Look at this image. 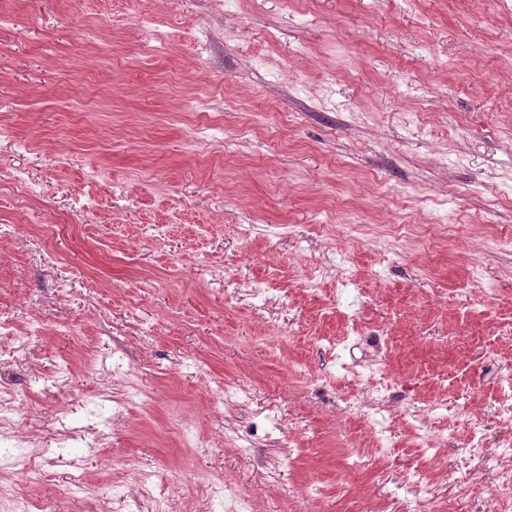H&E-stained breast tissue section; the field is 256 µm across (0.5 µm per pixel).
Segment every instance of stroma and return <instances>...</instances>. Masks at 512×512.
<instances>
[{
  "mask_svg": "<svg viewBox=\"0 0 512 512\" xmlns=\"http://www.w3.org/2000/svg\"><path fill=\"white\" fill-rule=\"evenodd\" d=\"M1 319L25 430L89 488L0 468L32 512H225L219 481L253 512H389L409 468L432 512H493L449 478L460 408L488 451L512 437V0H0ZM375 370L390 448L358 471ZM97 398L124 419L90 452ZM438 404L439 403L436 402V401H430L425 407L414 406L413 405L412 409H414V410L412 412H408V415L412 416L414 421L418 422V425L415 426L416 430L418 432H422V433H418L419 438L422 439V447H423L422 451L425 454H432L433 457L438 455V453L441 450V448H438V446L433 443V438H432V435L430 433V430H428V428L425 425V423L422 422L419 419V417L421 415H424V413L429 414V413H432L433 411H435L437 409H440V406ZM417 412H422V414H420V413L416 414Z\"/></svg>",
  "mask_w": 512,
  "mask_h": 512,
  "instance_id": "1",
  "label": "stroma"
}]
</instances>
